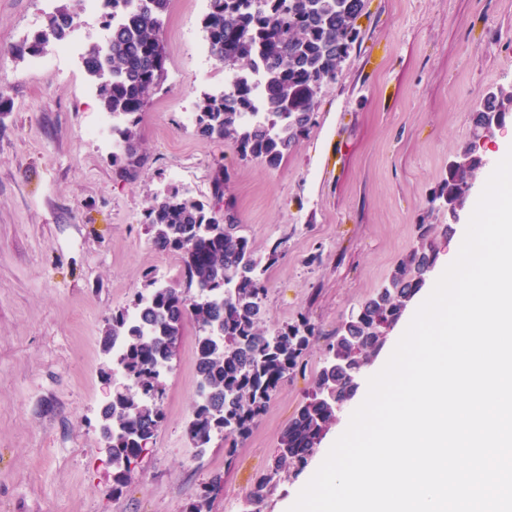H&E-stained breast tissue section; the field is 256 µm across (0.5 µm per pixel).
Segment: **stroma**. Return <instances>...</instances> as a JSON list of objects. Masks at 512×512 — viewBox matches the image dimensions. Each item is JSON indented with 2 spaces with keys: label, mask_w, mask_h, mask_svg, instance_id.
I'll return each mask as SVG.
<instances>
[{
  "label": "stroma",
  "mask_w": 512,
  "mask_h": 512,
  "mask_svg": "<svg viewBox=\"0 0 512 512\" xmlns=\"http://www.w3.org/2000/svg\"><path fill=\"white\" fill-rule=\"evenodd\" d=\"M46 16L42 0H0V512H186L203 495L208 512H240L343 317L385 285L419 223H449L428 200L487 89L512 87V0H364L354 50L275 169L185 123L202 93L223 88L224 68L201 49L198 0H170L167 79L141 115L147 163L132 181L85 134L102 110L80 60L34 69L12 54ZM220 172L255 251L279 250L265 275L268 326L305 317L321 335L233 454L218 437L201 454L186 434L197 393L196 327L186 324L165 378L166 419L116 493L98 425L104 319L132 308L149 279L182 278L181 254L151 244L154 196L175 185L215 205ZM360 403L300 475L281 472L264 512H286Z\"/></svg>",
  "instance_id": "obj_1"
}]
</instances>
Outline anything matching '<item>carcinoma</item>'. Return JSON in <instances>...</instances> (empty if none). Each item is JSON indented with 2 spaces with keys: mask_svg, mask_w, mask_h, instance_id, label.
Instances as JSON below:
<instances>
[{
  "mask_svg": "<svg viewBox=\"0 0 512 512\" xmlns=\"http://www.w3.org/2000/svg\"><path fill=\"white\" fill-rule=\"evenodd\" d=\"M83 0H62L42 35L60 44L73 28ZM105 47L91 46L82 56L84 71L96 82L102 111L119 120L112 126L118 152L116 175L136 178L146 164L140 150V116L167 78V54L160 37L170 0H105ZM364 0H209L202 28L210 57L234 74L220 94L198 100V133L234 144L245 159L276 169L308 135L317 96L337 81L342 63L358 39L355 21ZM259 67L262 111L244 118L251 107V70ZM112 73L105 79L102 74ZM512 112V91L483 99L473 113L474 130L485 114ZM481 170L450 168L428 200L465 197L468 181ZM154 249L179 252L184 259L176 284L147 283L135 307L141 324L128 312L105 318L103 352L121 358L123 388L101 411L103 440L114 469L113 482L133 476L147 445L165 421L163 374L177 351L186 322L199 331L196 371L200 400L193 403L187 434L205 451L212 435L222 434L232 453L251 433L281 382L300 365L320 335L307 318L284 329L266 326L264 277L268 266L242 234L234 207L205 208L177 189L157 195L145 214ZM417 247L396 266L387 285L344 317L328 343L313 392L279 439L267 472L247 495L258 504L277 485L284 470L300 473L336 422V403L353 398L356 374L386 345L385 327L401 319L408 303L426 284L437 253L432 225H418Z\"/></svg>",
  "mask_w": 512,
  "mask_h": 512,
  "instance_id": "cac0c4a2",
  "label": "carcinoma"
}]
</instances>
